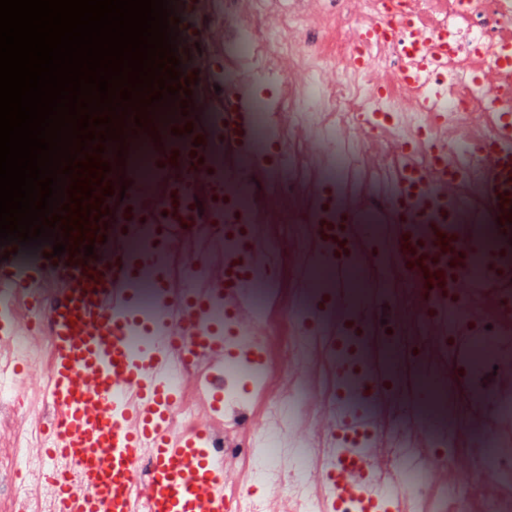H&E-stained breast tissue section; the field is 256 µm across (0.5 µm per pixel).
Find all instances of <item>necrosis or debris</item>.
<instances>
[{
  "mask_svg": "<svg viewBox=\"0 0 512 512\" xmlns=\"http://www.w3.org/2000/svg\"><path fill=\"white\" fill-rule=\"evenodd\" d=\"M198 8L204 51L183 63L198 74L204 117L227 111L229 92L273 85L255 129L273 137L279 162L218 145L214 170L239 168L252 186L226 187L223 248L203 236L166 246L167 288L210 291L211 317L247 332L240 356L224 365L172 359L183 393L172 428L215 437L230 512H321L331 468L343 483L340 512H512V286L463 289L437 322L424 313L429 289L376 243L398 221L394 188L407 147L439 196L480 209L487 148L498 142V119L512 116V0H198ZM178 119L155 113L133 135L116 168L124 204L155 210L168 184L183 180L192 199L209 201L206 177L157 167L159 132ZM441 143L456 180L433 164ZM329 185L336 212L354 216L348 230L364 287L333 352L317 340L340 320L315 306L313 258L325 245L309 232ZM243 234L273 260L248 310L222 288L226 267L241 261ZM54 293L50 281L27 295L0 285L17 322L16 336L0 339V499L10 512H48L53 500L41 453L49 410L29 404L47 387L48 356L44 337L28 333L27 297L46 303ZM465 336L471 349L456 357ZM213 376L224 385L220 412L203 388ZM424 378L450 425L431 441L417 410ZM353 412L368 428L333 442ZM383 475L405 481L411 495L379 499ZM258 480L260 496L249 489Z\"/></svg>",
  "mask_w": 512,
  "mask_h": 512,
  "instance_id": "necrosis-or-debris-1",
  "label": "necrosis or debris"
}]
</instances>
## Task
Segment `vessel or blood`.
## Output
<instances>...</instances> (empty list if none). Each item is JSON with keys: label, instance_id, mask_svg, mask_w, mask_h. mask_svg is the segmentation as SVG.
Here are the masks:
<instances>
[{"label": "vessel or blood", "instance_id": "1", "mask_svg": "<svg viewBox=\"0 0 512 512\" xmlns=\"http://www.w3.org/2000/svg\"><path fill=\"white\" fill-rule=\"evenodd\" d=\"M182 50L192 53L200 41L195 24V0H183L180 11ZM188 108L178 133L163 131L172 148L159 156L162 165L190 167L210 172L214 139L223 137L224 123H203L198 113L196 85H189ZM253 109L239 97L234 131L241 148H253ZM499 137L504 149H494L488 174L479 188L483 208L461 210L459 203L441 200L428 189L427 174L404 162L396 186L400 222L391 231V247L413 276H425L441 291L443 308L429 316L447 317L448 308L462 298L466 241H477L479 220L488 219L512 245V119L503 120ZM105 176L91 204L92 221L81 239H69L64 255L42 259L26 273L0 260V282L16 288L52 278L59 289L54 303L43 312V334L48 339L50 403L55 418L48 423L46 455L53 461H72L73 476L53 473L54 497L60 512H135L130 490L145 481L153 512H227L224 469L214 461L209 439L201 433L179 435L168 425L170 410L180 400L178 386L169 374L168 360L178 354L187 359L238 356L216 336L209 300L197 294L179 298L163 292L159 282H140L138 260L125 255L113 260L114 234L137 239L148 218L137 209H115ZM165 210L170 220L153 226L157 241L193 232L190 218L198 212L183 189L170 192ZM313 230L326 243L320 261L334 271L335 286L326 304L344 313L352 293L354 266L340 225L327 220ZM93 245L94 253L73 275L66 272L68 253ZM244 265L231 268L225 282L237 297L247 294L250 266L266 256L251 240L241 242ZM155 297L159 314L148 330L135 335L133 306L142 289ZM187 309L194 322L189 333L168 332L171 313Z\"/></svg>", "mask_w": 512, "mask_h": 512}]
</instances>
